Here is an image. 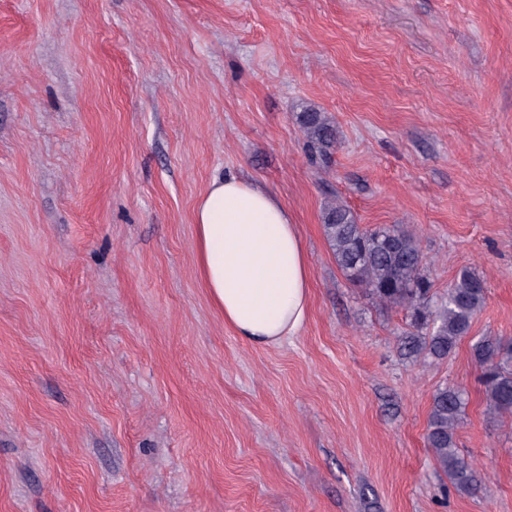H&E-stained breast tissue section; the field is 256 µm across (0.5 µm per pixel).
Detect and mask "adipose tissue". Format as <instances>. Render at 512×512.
<instances>
[{"label": "adipose tissue", "instance_id": "obj_1", "mask_svg": "<svg viewBox=\"0 0 512 512\" xmlns=\"http://www.w3.org/2000/svg\"><path fill=\"white\" fill-rule=\"evenodd\" d=\"M194 224L198 274L225 324L253 345L294 335L309 313L311 269L287 207L259 184L216 177Z\"/></svg>", "mask_w": 512, "mask_h": 512}]
</instances>
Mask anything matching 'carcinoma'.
I'll use <instances>...</instances> for the list:
<instances>
[{"instance_id":"cac0c4a2","label":"carcinoma","mask_w":512,"mask_h":512,"mask_svg":"<svg viewBox=\"0 0 512 512\" xmlns=\"http://www.w3.org/2000/svg\"><path fill=\"white\" fill-rule=\"evenodd\" d=\"M298 123L312 157L327 159L338 142L333 122L324 113L307 109L299 113ZM322 223L346 278L380 302L400 305L411 313L416 332L407 341L410 351L447 356L469 334L486 298L485 282L478 274L462 271L433 308L423 253L410 230L396 224L367 229L340 203L324 207ZM471 357L483 372L490 407L500 414H512V342L483 336L472 344ZM465 401L461 389L438 388L432 398L426 440L436 465L455 489L473 493L481 489L482 481L460 454L456 440Z\"/></svg>"}]
</instances>
